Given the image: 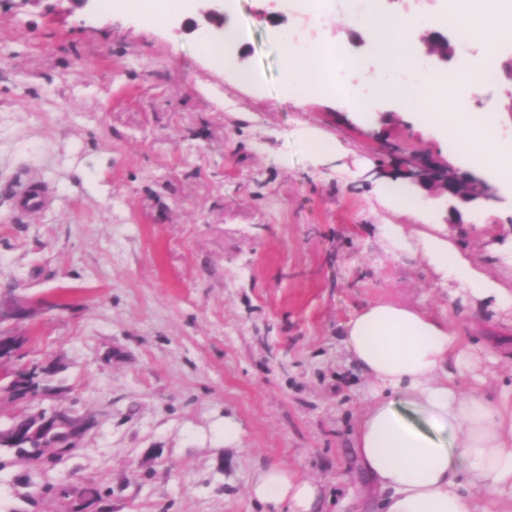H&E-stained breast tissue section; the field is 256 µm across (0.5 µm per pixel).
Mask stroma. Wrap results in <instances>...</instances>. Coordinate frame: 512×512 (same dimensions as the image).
Here are the masks:
<instances>
[{"instance_id": "1", "label": "stroma", "mask_w": 512, "mask_h": 512, "mask_svg": "<svg viewBox=\"0 0 512 512\" xmlns=\"http://www.w3.org/2000/svg\"><path fill=\"white\" fill-rule=\"evenodd\" d=\"M383 5L447 36L460 8ZM323 8L322 19L280 0H226V27L248 37L227 47L236 66L224 71L198 51L209 26L196 0L151 26L69 0H0V290L29 309L0 331L24 337L28 360L63 389L30 415L61 405L96 421L51 464L1 446L0 512H264L250 485L271 465L318 486L315 512H371L351 442L369 391L343 326L373 301L454 320L470 361L463 388L512 382V358L485 352L507 313L452 298L420 257L391 259L379 232L446 221L436 205L417 216L381 196L403 180L400 154L482 169L393 99L363 120L340 90L303 106L290 97L285 31L359 61L340 89L377 76L370 33L340 0ZM506 83L479 86L470 110L512 139ZM315 136L339 152L316 155ZM32 175L56 202L25 216L13 195ZM483 224L512 238L511 188L463 212L453 237L512 289Z\"/></svg>"}]
</instances>
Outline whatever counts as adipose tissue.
Here are the masks:
<instances>
[{
	"label": "adipose tissue",
	"mask_w": 512,
	"mask_h": 512,
	"mask_svg": "<svg viewBox=\"0 0 512 512\" xmlns=\"http://www.w3.org/2000/svg\"><path fill=\"white\" fill-rule=\"evenodd\" d=\"M358 26L374 32L381 69L404 66L414 79L404 85L379 82L378 92L401 100L422 120L444 112L446 125L473 149L487 179L512 184V146L492 125L469 112L466 91L442 98L435 79L420 70L412 20L389 17L371 0ZM475 43L512 41V0H492L480 21L460 30ZM289 81L298 100L317 96L314 74L323 53L318 44L294 47L282 34ZM394 248H409L446 281L453 296L492 311L512 309V291L476 270L452 241L447 227L406 241L402 228L382 227ZM351 360L368 380V403L351 440L369 478L378 512H512V400L463 390L456 372L467 362L451 322L397 301L368 303L344 325ZM252 497L277 512H312L316 485L280 467L257 473Z\"/></svg>",
	"instance_id": "obj_1"
}]
</instances>
